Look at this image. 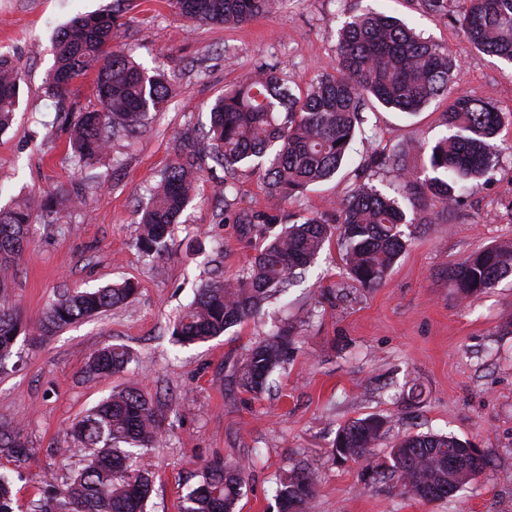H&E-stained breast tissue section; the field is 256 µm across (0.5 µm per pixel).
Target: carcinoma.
Masks as SVG:
<instances>
[{
	"instance_id": "obj_1",
	"label": "carcinoma",
	"mask_w": 512,
	"mask_h": 512,
	"mask_svg": "<svg viewBox=\"0 0 512 512\" xmlns=\"http://www.w3.org/2000/svg\"><path fill=\"white\" fill-rule=\"evenodd\" d=\"M454 2L457 23L478 50L512 65V0H418L422 10L448 15ZM104 14L81 15L61 28L55 38V69L45 92L63 103L77 79L95 75L98 108L63 112L70 131L69 144L77 164L103 153L112 137L137 135L149 113L160 111L169 96L165 73H149L122 49L112 47L118 36L120 2ZM180 14L199 24L239 23L270 11L273 0H171ZM338 63L319 76L304 95L288 87L287 73L262 63L253 75L224 91L211 107V125L205 135L207 155L224 170V194L235 191V176L247 166L259 171L268 196L269 211L237 219L263 240L248 267L232 281L219 275L199 289L174 323L172 335L180 344L205 342L235 325L260 316L265 305L285 292L316 260L325 245L336 243L345 271L363 287L381 284L405 249L404 227L416 221L401 204L417 195L433 205L450 208L469 180L489 176L499 150L504 113L494 103L467 94L448 95L457 66L452 52L416 33L406 24L369 9L351 14L339 31ZM20 68L0 55V132L16 111ZM387 108L414 114L437 99L448 100L444 120L451 134L430 146L421 171L409 169L406 150L372 158L401 171V183L390 195L359 183L336 209L326 214L298 217L281 213L304 194L308 186L328 181L344 164L352 141L363 133V112L369 99ZM200 144L182 143L171 163L150 190L139 220L135 245L146 255L167 250L173 224L194 198L203 172ZM35 203L0 207V253L8 257L24 249ZM53 199L35 205L51 211ZM283 228L269 235V225ZM512 274V244L487 247L448 268L454 294L470 298L494 287ZM136 292L131 282L94 291L64 292L42 313L38 331L48 335L79 320L123 305ZM20 322L0 282V362L9 358ZM293 338L281 328L250 347L239 362L238 385L260 394L271 374L288 361ZM131 352L112 345L98 352L86 367L96 379L127 367ZM385 422L368 416L340 428L333 454L346 461H366L375 473L373 449ZM74 433L89 455L86 464L68 480L48 484L42 497L29 501L27 512H146L153 484L151 472L138 464L160 435L157 405L134 385L126 386L89 409ZM470 446L446 434L406 435L390 448L389 476L400 482L402 493L423 501L455 495L482 471L467 463ZM0 453L19 469L31 449L19 434L0 430ZM460 462L451 467L448 459ZM248 467L222 458L207 464L196 485L180 501V512H241L239 502ZM318 474L300 461L281 472L276 487L278 512H308L316 493ZM14 480L0 473V512H15Z\"/></svg>"
}]
</instances>
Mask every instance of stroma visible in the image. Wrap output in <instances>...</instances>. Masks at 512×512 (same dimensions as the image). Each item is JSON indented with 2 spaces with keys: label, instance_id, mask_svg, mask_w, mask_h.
I'll return each mask as SVG.
<instances>
[{
  "label": "stroma",
  "instance_id": "35a3bbf8",
  "mask_svg": "<svg viewBox=\"0 0 512 512\" xmlns=\"http://www.w3.org/2000/svg\"><path fill=\"white\" fill-rule=\"evenodd\" d=\"M112 3L0 0V54L14 57L23 72L19 109L0 133V206L38 199L60 184L86 199L80 207L58 199L47 216L33 210L22 253L0 265L21 319L13 354L0 367V426L19 430L33 450L16 483L20 505L38 498L44 479L63 484L85 464L73 425L112 389L134 383L158 398L163 415L162 437L141 459L153 475L148 512H179L180 495L217 457L250 468L241 512H277V478L298 460L319 475L309 512H512V277L466 300L448 288L449 264L512 242V74L471 48L458 23L423 12L417 0H276L270 13L232 25L190 22L169 0H124L116 43L146 69L172 74L170 99L137 138L112 140L81 171L56 103L45 95L52 40L76 14ZM358 7L402 19L449 47L458 63L450 93L508 113L489 178L468 183L459 208L417 209L409 245L379 286L353 282L331 246L258 321L206 342L175 344V318L196 289L219 272L235 278L254 256L260 241L236 219L268 210L270 199L250 169L239 170L229 195L223 170H205L160 257L134 245L138 209L177 140L204 135L215 99L256 65L282 67L296 93L332 71L336 32ZM446 106L439 100L408 116L368 105L346 165L289 212L330 211L359 182L390 191L398 170L371 165L370 155L448 135ZM124 281L137 291L122 306L39 335L37 322L60 293ZM284 324L296 338L287 363L273 373L269 392H245L234 377L243 354ZM112 344L130 350L131 364L87 380L90 357ZM370 415L389 427L376 462L398 437L448 433L483 449L492 464L452 498L402 495L395 479H377L365 463L331 454L338 429Z\"/></svg>",
  "mask_w": 512,
  "mask_h": 512
}]
</instances>
